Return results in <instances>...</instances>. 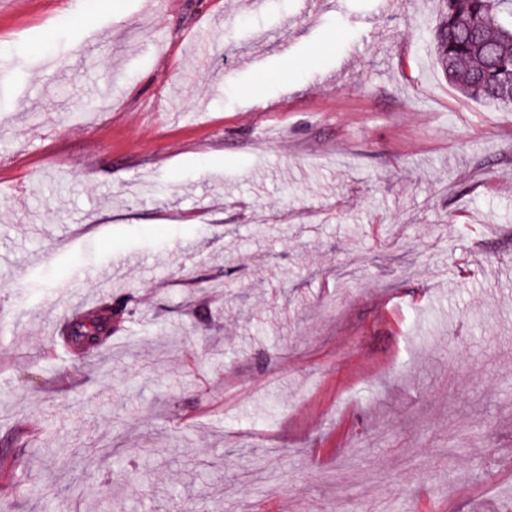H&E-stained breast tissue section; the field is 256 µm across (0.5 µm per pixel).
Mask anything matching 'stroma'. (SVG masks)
<instances>
[{
	"label": "stroma",
	"mask_w": 512,
	"mask_h": 512,
	"mask_svg": "<svg viewBox=\"0 0 512 512\" xmlns=\"http://www.w3.org/2000/svg\"><path fill=\"white\" fill-rule=\"evenodd\" d=\"M439 7L0 6V512H512V109ZM130 310L124 298L113 299L103 304L100 315L81 316L74 314L66 318L59 328V340L75 350H102L112 341V320L117 322Z\"/></svg>",
	"instance_id": "obj_1"
}]
</instances>
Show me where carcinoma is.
Returning a JSON list of instances; mask_svg holds the SVG:
<instances>
[{
    "label": "carcinoma",
    "mask_w": 512,
    "mask_h": 512,
    "mask_svg": "<svg viewBox=\"0 0 512 512\" xmlns=\"http://www.w3.org/2000/svg\"><path fill=\"white\" fill-rule=\"evenodd\" d=\"M433 26L438 64L464 97L512 106V0H440ZM130 313L127 301L103 304L100 315L66 318L59 340L75 350H102L112 322Z\"/></svg>",
    "instance_id": "carcinoma-1"
}]
</instances>
